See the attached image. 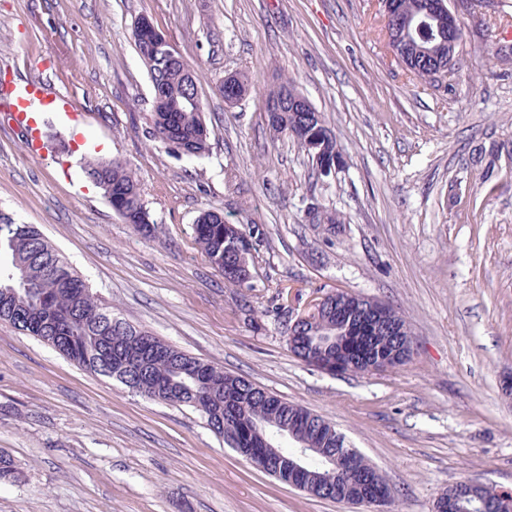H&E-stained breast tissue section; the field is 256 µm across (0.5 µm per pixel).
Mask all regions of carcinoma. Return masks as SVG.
Listing matches in <instances>:
<instances>
[{
    "instance_id": "carcinoma-1",
    "label": "carcinoma",
    "mask_w": 512,
    "mask_h": 512,
    "mask_svg": "<svg viewBox=\"0 0 512 512\" xmlns=\"http://www.w3.org/2000/svg\"><path fill=\"white\" fill-rule=\"evenodd\" d=\"M159 30L147 17L134 25L135 45L148 69L153 90L183 107L180 112L154 110L148 134L166 144L178 141L189 157L209 150L210 130L198 85L190 82L192 67L184 58L160 59L156 37ZM305 118L285 111L280 133L303 145ZM89 178L103 190L109 205L143 236L154 221L142 198L134 174L112 159L86 163ZM195 241L208 262L232 286L250 273L251 244L235 224L222 214L206 210L194 226ZM0 321L34 336L79 366L114 379L141 395L166 403L189 406L224 438L229 447L261 448L267 440L276 453L254 458L251 463L283 483H303L311 495L339 502L358 503L376 494L390 495L383 477L358 451L349 456L357 478L324 474V455L348 449L345 437L330 423L307 408L285 401L248 379L228 373L199 358L185 354L147 330L114 316L90 291L77 271L31 224H17L0 216ZM403 316L391 305L359 300L347 291H330L318 313L297 323L289 339L291 351L305 364H338L339 374H362L376 365L388 371L404 364L411 348ZM315 452L304 459V471L289 468L291 451L279 440ZM473 502L443 492L437 512H473Z\"/></svg>"
}]
</instances>
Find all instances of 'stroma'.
Returning a JSON list of instances; mask_svg holds the SVG:
<instances>
[{
  "label": "stroma",
  "instance_id": "35a3bbf8",
  "mask_svg": "<svg viewBox=\"0 0 512 512\" xmlns=\"http://www.w3.org/2000/svg\"><path fill=\"white\" fill-rule=\"evenodd\" d=\"M448 6L464 37L450 73L429 80L393 57L379 0H0V81L57 95L24 126L0 113V213L36 225L115 315L331 422L384 477L390 512H435L460 480L512 492V0ZM142 16L197 72L203 157L146 133ZM239 72L249 90L230 105L219 86ZM285 80L335 134L334 176L316 178L270 129L266 94ZM92 145L134 173L151 236L86 176ZM313 207L339 223H312ZM206 209L252 242L246 286L196 244ZM336 289L391 303L410 361L341 376L299 360L289 325ZM0 451L21 470L0 481V512H377L277 481L194 409L1 321Z\"/></svg>",
  "mask_w": 512,
  "mask_h": 512
}]
</instances>
